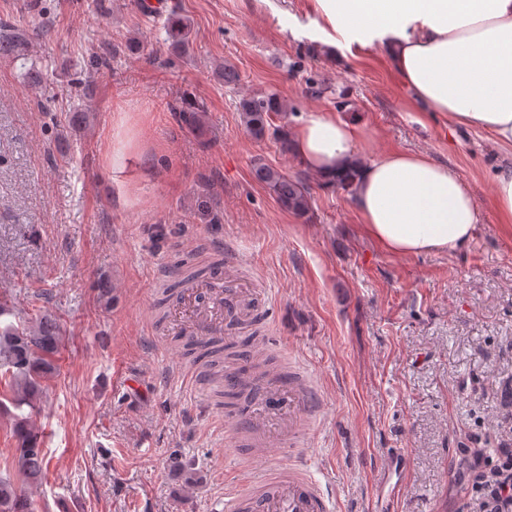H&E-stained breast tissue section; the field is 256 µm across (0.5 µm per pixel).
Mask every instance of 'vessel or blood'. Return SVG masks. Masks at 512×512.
Masks as SVG:
<instances>
[{"instance_id":"obj_1","label":"vessel or blood","mask_w":512,"mask_h":512,"mask_svg":"<svg viewBox=\"0 0 512 512\" xmlns=\"http://www.w3.org/2000/svg\"><path fill=\"white\" fill-rule=\"evenodd\" d=\"M205 294L211 307L209 314L190 320L187 326L202 340L223 337L225 311L244 312L248 325L264 315L261 299H253L250 307H243L239 289L224 280L210 281ZM262 389L266 394L262 409L248 408L231 431L235 463L249 465L251 471L238 489L225 495V512H331L329 497L297 461L303 434L301 424L319 411L315 391L306 376L293 368L263 383ZM263 413L288 417V440L281 455L270 451L271 442L259 421ZM286 455L292 456L291 464L283 463ZM258 460L264 463L259 471L253 468Z\"/></svg>"}]
</instances>
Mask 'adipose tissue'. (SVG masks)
<instances>
[{
    "label": "adipose tissue",
    "instance_id": "ef3b65f1",
    "mask_svg": "<svg viewBox=\"0 0 512 512\" xmlns=\"http://www.w3.org/2000/svg\"><path fill=\"white\" fill-rule=\"evenodd\" d=\"M311 8L328 40L382 52L427 111L512 148V0H311ZM361 141L354 123L311 112L294 148L331 179ZM352 198L367 234L403 256L454 253L478 222L471 186L421 153L388 151L358 166Z\"/></svg>",
    "mask_w": 512,
    "mask_h": 512
}]
</instances>
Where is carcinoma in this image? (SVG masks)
Instances as JSON below:
<instances>
[{
    "mask_svg": "<svg viewBox=\"0 0 512 512\" xmlns=\"http://www.w3.org/2000/svg\"><path fill=\"white\" fill-rule=\"evenodd\" d=\"M167 41L175 50L188 46V26L178 16L171 15L166 24ZM28 32L7 22L0 25V54L11 55ZM239 111L248 133L255 139L267 136L277 140L283 151L291 150L288 133L272 123V115L287 111V106L275 93L245 95L239 101ZM256 179L266 185L284 209L303 216L311 210V188L299 177L292 178L266 163L254 167ZM216 268L200 265L181 270L176 287L183 288L189 282L214 276ZM59 335L56 324L43 318L28 325L9 323L0 326V370L10 376L13 393L12 405L20 410L24 406L34 407L45 391V381L56 370L55 356L58 352ZM185 346L197 352L209 368L208 376L216 383V393L224 398L240 400L254 395L260 379L266 375L265 363L253 362L246 354L237 350L239 344L214 341L204 343L189 336ZM246 363L252 376L247 378L239 391L224 393V372L230 367ZM15 435L18 440V467L21 475L35 483L43 475L48 461L40 448L38 433L29 424L27 417H16ZM0 512H31L28 499L18 492L7 477H0Z\"/></svg>",
    "mask_w": 512,
    "mask_h": 512,
    "instance_id": "1",
    "label": "carcinoma"
}]
</instances>
